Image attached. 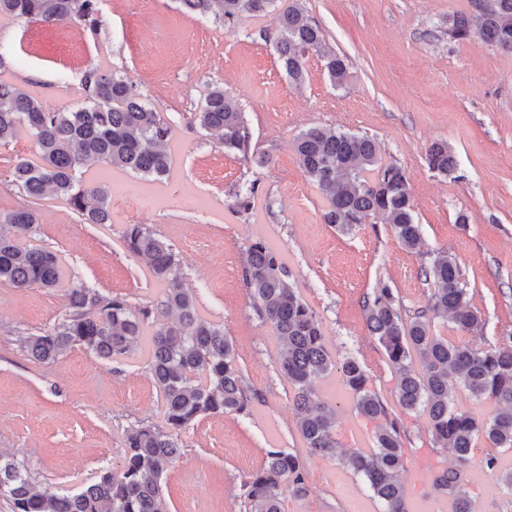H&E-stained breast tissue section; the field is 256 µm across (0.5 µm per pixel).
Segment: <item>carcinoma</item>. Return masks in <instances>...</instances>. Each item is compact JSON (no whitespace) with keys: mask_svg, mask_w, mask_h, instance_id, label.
Here are the masks:
<instances>
[{"mask_svg":"<svg viewBox=\"0 0 512 512\" xmlns=\"http://www.w3.org/2000/svg\"><path fill=\"white\" fill-rule=\"evenodd\" d=\"M182 9L201 17L234 24L245 14L276 8L277 0H178ZM100 0H0V15L48 25L74 22L98 38L102 29ZM448 35H472L512 51V0H486L485 8L448 17ZM292 84L306 80V60L313 53L323 62L331 82L347 83L348 64L329 45L321 27L302 5L292 0L279 17V31L269 40ZM89 104L76 111H46L27 91L0 79V145L27 130L39 149V161H19L13 183L33 199L47 194L66 201L86 224L112 223L111 196L102 185L80 184L78 173L111 166L159 180L170 170V126L144 99L138 88L113 71L92 69L80 81ZM190 122L221 136L224 150L262 164L237 102L220 86L191 113ZM294 150L305 177L327 206L325 223L348 231L368 219L390 225L402 247L418 250L423 241L413 214L405 170L382 164L374 139L321 127H309L296 138ZM429 168L441 175L457 170L448 143L427 149ZM377 171L372 180L368 171ZM255 185L243 184L234 206L247 211ZM37 213L29 208L0 215V283L14 288H57L61 282L58 254L28 241ZM127 252L145 261L152 277L165 284L161 306L176 315L147 333L153 309L136 306L122 295L104 297L76 282L67 290V311L53 328L16 339L37 362H53L74 346L112 361L129 357L148 345V368L160 392L165 426L139 421L124 433V464L120 471L102 468L76 492L59 494L47 485L35 489L24 461L0 455V498L12 512H168L163 477L181 456L180 434L202 416L243 414L259 393L250 390L237 365L233 345L220 325L203 318L193 294L183 288L181 262L174 250L143 224H127L122 232ZM431 286L427 304L406 319L392 289L379 288L364 301L368 334L378 340L398 375V403L427 416L433 443L451 452L458 468L437 474L435 491L453 499V512H472L461 484L460 467L471 462L475 441L485 437L499 448H512V333L488 349L451 343L436 333L435 321L453 320L461 330L480 325L453 254H439L421 267ZM243 281L258 316L268 321L281 343L280 372L294 387V411L308 453L336 458V414L315 392L314 380L340 369L344 385L355 398L358 413L368 419L387 416L369 388L370 376L355 359L331 361L314 310L290 281L288 270L263 241L245 251ZM456 376L471 396L489 397L501 408L479 419L452 406ZM404 440L394 422L379 427L373 448L341 457V463L363 476L383 512H408L406 489L399 478ZM488 474L512 490V470H498V459L479 461ZM246 512H285L283 492L307 493L305 465L298 455L271 451L242 484Z\"/></svg>","mask_w":512,"mask_h":512,"instance_id":"carcinoma-1","label":"carcinoma"}]
</instances>
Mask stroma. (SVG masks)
Masks as SVG:
<instances>
[{
    "label": "stroma",
    "instance_id": "35a3bbf8",
    "mask_svg": "<svg viewBox=\"0 0 512 512\" xmlns=\"http://www.w3.org/2000/svg\"><path fill=\"white\" fill-rule=\"evenodd\" d=\"M289 2L229 26L185 13L178 0H102L97 39L70 22L48 27L0 16V43L17 57L0 78L61 111L85 105L86 71L112 70L137 86L172 131L171 170L163 180L109 166L86 172L110 188L112 221L104 225L83 223L54 196L32 199L17 190L14 164L38 158L28 133L0 145V215L36 210L33 241L56 252L64 269L61 287L50 290L0 284V451L24 459L37 485L69 493L99 468L120 469L125 429L140 420L164 423L146 349L112 362L76 346L47 364L15 342L17 333L38 334L62 320L73 282L126 296L167 321L159 309L163 284L120 238L125 225L144 224L179 255L200 314L223 325L238 366L260 394L247 413L203 416L182 432V455L164 475L169 512H245L241 484L276 450L305 462L308 493L286 497L285 512L382 509L352 469L306 453L294 388L278 369L280 342L257 316L243 281L244 250L259 239L280 256L316 312L331 359L353 358L365 367L404 434L400 479L409 512H451L432 479L452 457L432 443L424 414L399 405L398 377L366 332L363 305L386 286L403 314L425 307L431 287L420 268L430 253L445 250L458 260L481 324L468 332L440 324L437 333L477 349L512 333V52L476 36L449 37V16L472 13V0H303L346 58L349 78L335 88L312 55L298 88L267 42ZM217 85L237 100L268 163L225 152L212 132L189 122ZM312 126L370 136L383 162L405 169L423 251L404 249L378 221L348 232L325 223L326 202L294 150L297 135ZM436 140L458 160L451 175L428 168L426 152ZM246 181L255 182V197L251 211L240 213L231 193ZM461 213L467 224L457 223ZM314 387L336 412L339 447L371 448L377 423L357 412L339 374ZM462 485L472 512H512V490L476 464L464 470Z\"/></svg>",
    "mask_w": 512,
    "mask_h": 512
}]
</instances>
